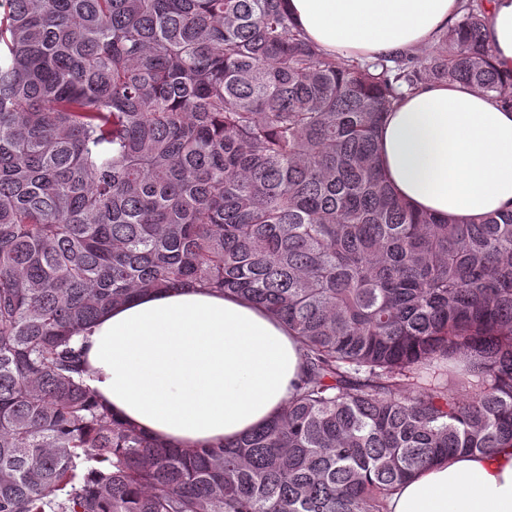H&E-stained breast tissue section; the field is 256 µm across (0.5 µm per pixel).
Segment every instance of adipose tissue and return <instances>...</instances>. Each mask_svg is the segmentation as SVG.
<instances>
[{
    "mask_svg": "<svg viewBox=\"0 0 512 512\" xmlns=\"http://www.w3.org/2000/svg\"><path fill=\"white\" fill-rule=\"evenodd\" d=\"M307 37L343 58L431 45L460 0H286ZM484 39L512 73V0H489ZM383 173L416 209L456 219L512 210V109L461 84L405 95L379 131ZM86 383L112 412L180 448L231 442L287 406L302 366L287 326L236 295L146 292L76 337ZM389 512H512V448L436 461Z\"/></svg>",
    "mask_w": 512,
    "mask_h": 512,
    "instance_id": "obj_1",
    "label": "adipose tissue"
}]
</instances>
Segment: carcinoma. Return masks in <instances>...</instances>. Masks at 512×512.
Listing matches in <instances>:
<instances>
[{"label":"carcinoma","instance_id":"obj_1","mask_svg":"<svg viewBox=\"0 0 512 512\" xmlns=\"http://www.w3.org/2000/svg\"><path fill=\"white\" fill-rule=\"evenodd\" d=\"M483 0L424 54L338 58L284 0H0V512H388L512 447V210L402 202L378 130L462 83L512 106ZM242 296L301 344L285 410L175 448L74 335L141 292Z\"/></svg>","mask_w":512,"mask_h":512}]
</instances>
